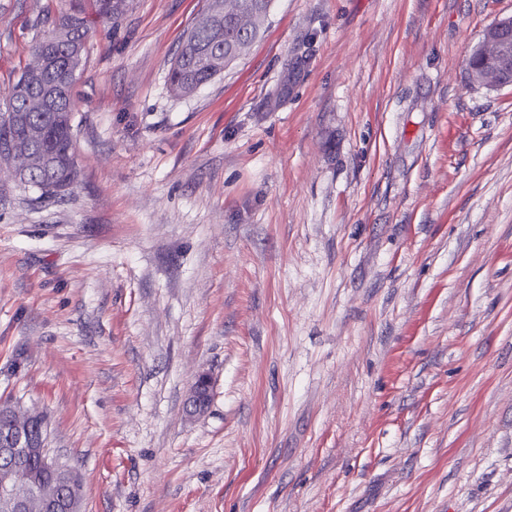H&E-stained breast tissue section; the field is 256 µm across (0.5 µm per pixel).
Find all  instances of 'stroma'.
Masks as SVG:
<instances>
[{"label": "stroma", "instance_id": "35a3bbf8", "mask_svg": "<svg viewBox=\"0 0 512 512\" xmlns=\"http://www.w3.org/2000/svg\"><path fill=\"white\" fill-rule=\"evenodd\" d=\"M67 6L0 0V111ZM204 6L90 19L68 195L0 164V398L82 512H512V0H272L177 96ZM470 57L466 70L471 84L512 87V16L487 28L482 43Z\"/></svg>", "mask_w": 512, "mask_h": 512}]
</instances>
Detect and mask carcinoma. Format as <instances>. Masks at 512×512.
Returning <instances> with one entry per match:
<instances>
[{
	"mask_svg": "<svg viewBox=\"0 0 512 512\" xmlns=\"http://www.w3.org/2000/svg\"><path fill=\"white\" fill-rule=\"evenodd\" d=\"M96 17L110 22L125 0H90ZM244 12L267 15L271 0H208L206 10L182 39L168 74L170 90L177 96L193 93L224 72V47L252 43L259 27L251 30L224 26V4ZM69 10L51 20L47 35L32 47V59L11 86L7 111L0 113V147L17 141L36 165L25 184L40 191L41 199L67 195L78 176L73 152V86L83 65L89 23L80 0H70ZM42 65H37V61ZM29 127L45 135L29 140Z\"/></svg>",
	"mask_w": 512,
	"mask_h": 512,
	"instance_id": "1",
	"label": "carcinoma"
}]
</instances>
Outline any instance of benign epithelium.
Returning <instances> with one entry per match:
<instances>
[{"mask_svg":"<svg viewBox=\"0 0 512 512\" xmlns=\"http://www.w3.org/2000/svg\"><path fill=\"white\" fill-rule=\"evenodd\" d=\"M471 84L486 88L512 87V17L486 29L479 48L471 54L466 67ZM17 424L0 436V512H60L61 504L48 495L37 482L22 477V470L33 451L31 431L42 428L39 413L15 411ZM41 471L55 479L62 473L60 463L49 453L41 452Z\"/></svg>","mask_w":512,"mask_h":512,"instance_id":"benign-epithelium-1","label":"benign epithelium"}]
</instances>
